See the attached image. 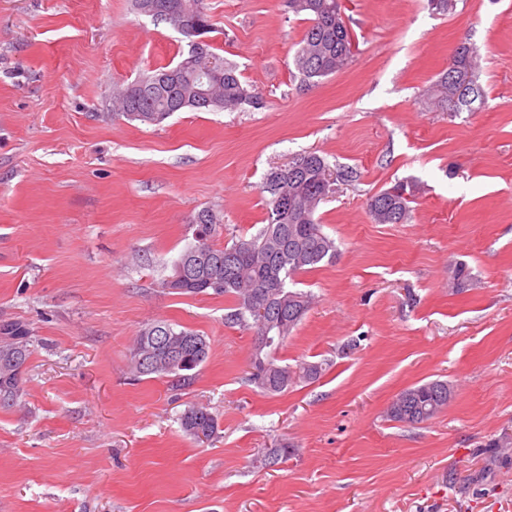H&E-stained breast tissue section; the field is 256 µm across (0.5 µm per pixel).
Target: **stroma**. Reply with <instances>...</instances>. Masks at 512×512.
I'll use <instances>...</instances> for the list:
<instances>
[{
    "label": "stroma",
    "instance_id": "35a3bbf8",
    "mask_svg": "<svg viewBox=\"0 0 512 512\" xmlns=\"http://www.w3.org/2000/svg\"><path fill=\"white\" fill-rule=\"evenodd\" d=\"M214 44L262 108L110 114L116 86L177 61L184 38L131 0H0V319L28 325L21 403L0 409V512H512V0H342L349 65L301 85L307 26L283 0H204ZM483 107L437 109L429 89L460 42ZM311 151L352 171L317 213L335 263L300 274L315 302L278 356L325 364L268 395L249 382L251 332L221 297L161 281L197 212L220 243L265 224V174ZM420 186L403 224L371 195ZM466 263L476 281L448 286ZM206 336L195 383L134 378L147 323ZM447 410L414 426L386 410L431 380ZM207 405L219 429L186 436ZM287 462L259 466L278 443ZM180 426L187 435L198 443H202L210 440L217 433L219 420L207 407L192 405L180 416Z\"/></svg>",
    "mask_w": 512,
    "mask_h": 512
}]
</instances>
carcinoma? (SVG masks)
<instances>
[{
	"label": "carcinoma",
	"instance_id": "cac0c4a2",
	"mask_svg": "<svg viewBox=\"0 0 512 512\" xmlns=\"http://www.w3.org/2000/svg\"><path fill=\"white\" fill-rule=\"evenodd\" d=\"M158 4L174 16L163 22L175 27L184 24L181 34L194 42L217 32L204 0H133L139 14ZM288 10L305 17L308 26L293 56V67L302 82L317 84L349 64L354 51L353 36L343 16L340 0H286ZM476 50L469 54L454 51L448 69L431 86L434 104L450 112H475L484 102L485 92L477 81ZM210 98L198 103L200 89ZM261 105L258 94L241 80L238 66L206 45L203 57L192 51L180 55L175 64L156 67L120 88L113 98L112 112L130 121L159 125L175 112L196 110L235 111L244 106ZM294 162L301 168L293 172L289 165L271 168L261 191L266 193L267 223L248 239L219 245L220 218L210 209L200 210L194 218V243L173 263L195 267L194 276L177 288L178 295L222 296L231 300L224 320L249 330L255 337L250 361L249 381L264 394L282 393L289 388L313 382L323 372V364L301 362L283 365L277 357L294 329L302 322L314 295L295 288L298 274L336 262L338 246L325 234L317 211L334 193V178L325 159L315 152L302 153ZM418 193L417 185L397 182L372 195L368 212L376 224H402L410 216V203ZM456 287L466 288L473 281L470 267L454 263L448 267ZM263 304L274 311L278 324L269 343L260 341L262 325L254 309ZM25 324L0 321V358L13 348L22 350L19 369L6 379L0 371V394L11 391L22 396V374L33 349ZM210 353L205 336L166 321L146 324L138 333L129 354L131 372L137 378H169L182 390L195 382L197 368ZM453 386L446 380H433L400 392L388 407L386 416L393 422L417 425L427 422L448 408ZM182 430L196 441H208L219 428L218 417L204 406L192 405L180 416ZM294 454L288 443L269 449L261 463L277 465Z\"/></svg>",
	"mask_w": 512,
	"mask_h": 512
}]
</instances>
